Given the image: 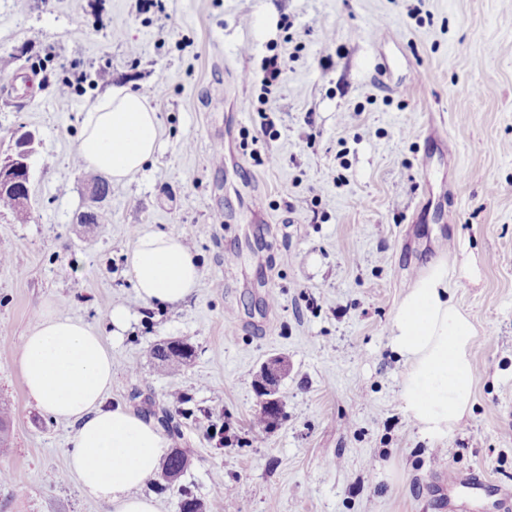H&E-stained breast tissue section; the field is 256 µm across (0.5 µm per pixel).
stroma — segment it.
Segmentation results:
<instances>
[{"label":"stroma","instance_id":"stroma-1","mask_svg":"<svg viewBox=\"0 0 512 512\" xmlns=\"http://www.w3.org/2000/svg\"><path fill=\"white\" fill-rule=\"evenodd\" d=\"M0 0V152L24 128L35 205L0 214V512H112L66 479L71 426L24 389L16 345L46 305L103 329L107 402L143 417L187 396L170 438L183 475L146 492L180 512H449L438 486L482 475L469 512L512 492V0ZM278 56L284 79L253 78ZM108 70L112 79L96 78ZM148 92L162 147L93 202L74 160L108 85ZM451 151H443V143ZM96 224L76 223L89 207ZM181 237L201 270L176 306L148 307L126 272L140 230ZM435 258L469 265L450 293L478 331L470 414L445 443L404 412L393 314ZM182 340L172 376L147 355ZM287 361L282 419H257L254 380ZM223 427V441L213 439ZM457 456H448V449ZM233 496H225V489Z\"/></svg>","mask_w":512,"mask_h":512}]
</instances>
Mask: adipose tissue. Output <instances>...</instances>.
<instances>
[{
    "mask_svg": "<svg viewBox=\"0 0 512 512\" xmlns=\"http://www.w3.org/2000/svg\"><path fill=\"white\" fill-rule=\"evenodd\" d=\"M160 126L146 98L115 87L88 108L78 156L90 169L120 184L151 161ZM139 298L175 305L200 285L201 271L181 238L146 230L126 254ZM448 264L433 260L394 312L390 346L405 362L403 408L419 433L450 436L471 411L477 369V329L453 301ZM28 397L45 414L73 427L67 474L88 497L112 512H157L143 488L169 443L158 425L122 407H110L112 350L101 332L82 320L45 308L17 355Z\"/></svg>",
    "mask_w": 512,
    "mask_h": 512,
    "instance_id": "adipose-tissue-1",
    "label": "adipose tissue"
}]
</instances>
